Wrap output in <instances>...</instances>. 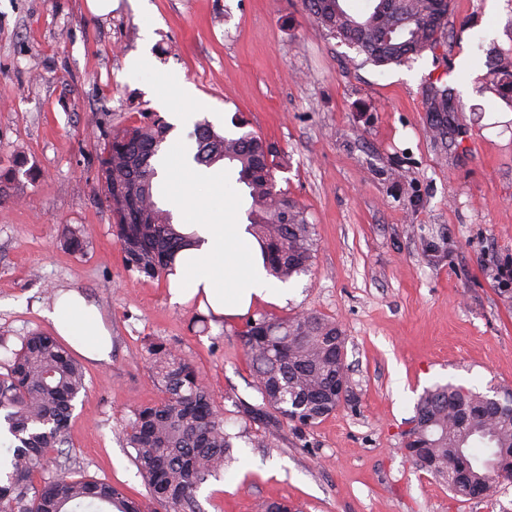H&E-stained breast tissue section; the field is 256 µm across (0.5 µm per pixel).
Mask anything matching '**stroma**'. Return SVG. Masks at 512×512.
Here are the masks:
<instances>
[{
    "mask_svg": "<svg viewBox=\"0 0 512 512\" xmlns=\"http://www.w3.org/2000/svg\"><path fill=\"white\" fill-rule=\"evenodd\" d=\"M0 0V169L20 199L0 204V336L18 345L59 292H82L112 334L109 363L83 360L86 391L62 453L74 468L145 498L124 430L161 393L145 361L161 341L192 357L233 444L196 497L202 512H259L288 498L298 512H512V483L493 500L453 497L402 451L415 406L439 385L512 392V107L485 87L488 52L512 51V0H452L435 50L378 67L328 35L304 0ZM190 85L198 118L249 131L281 155L276 180L315 228L312 270L286 303L251 318L315 312L338 323L354 393L318 424L264 429L239 412L259 394L241 318L197 323L198 302L170 300L167 279L127 271L102 192L100 143L175 100L126 76ZM461 92L448 146L428 133L424 91ZM85 244L72 250L67 228Z\"/></svg>",
    "mask_w": 512,
    "mask_h": 512,
    "instance_id": "stroma-1",
    "label": "stroma"
}]
</instances>
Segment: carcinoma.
<instances>
[{"label":"carcinoma","mask_w":512,"mask_h":512,"mask_svg":"<svg viewBox=\"0 0 512 512\" xmlns=\"http://www.w3.org/2000/svg\"><path fill=\"white\" fill-rule=\"evenodd\" d=\"M363 15L340 0H307L309 14L326 32L356 48L376 66L406 64L433 50L448 24L451 0H373ZM492 89L512 104V52L488 56ZM430 130L448 147L451 113L463 111L448 84L436 80L425 91ZM230 133L206 119L194 124L193 161L205 167L219 162L235 170L250 201L247 219L260 243L267 271L281 282L306 273L315 252L314 226L288 192L277 187L276 146L244 132L246 121ZM171 126L159 115L123 128L104 143L100 154L102 191L130 186L133 196L112 209L114 228L128 270L150 278L165 276L176 255L193 245L174 226L172 210L159 200L158 164ZM19 190L16 172H0V201ZM258 404L240 407L252 421L276 428L284 421L310 427L344 403L328 391L336 374L347 375L341 351L347 337L334 320L313 312L263 315L240 332ZM0 412L11 445L0 450V512H72V508L109 506L116 512H201L196 492L224 466L232 448L224 417L214 406L197 367L172 353L163 342L148 346L146 361L162 398L134 411L128 444L149 496H128L109 482L75 477L70 467L48 481L36 482L50 449L63 443L73 405L86 390L81 364L53 336L32 332L12 348L0 336ZM407 448L424 451L431 473L455 497L490 498L503 483L493 461L512 455V394L491 400L463 387L428 390L416 406ZM470 446L477 464L461 476L448 460Z\"/></svg>","instance_id":"carcinoma-1"}]
</instances>
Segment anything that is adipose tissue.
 <instances>
[{"label":"adipose tissue","instance_id":"ef3b65f1","mask_svg":"<svg viewBox=\"0 0 512 512\" xmlns=\"http://www.w3.org/2000/svg\"><path fill=\"white\" fill-rule=\"evenodd\" d=\"M180 141H173L163 181L182 214L181 232L198 238L184 248L170 274L173 301L198 300L217 319L246 315L258 300L280 304L289 288L268 274L257 240L246 224L230 221L234 199L223 175L200 172L186 163ZM58 336L83 357L107 361L112 338L98 308L70 290L47 313Z\"/></svg>","mask_w":512,"mask_h":512}]
</instances>
